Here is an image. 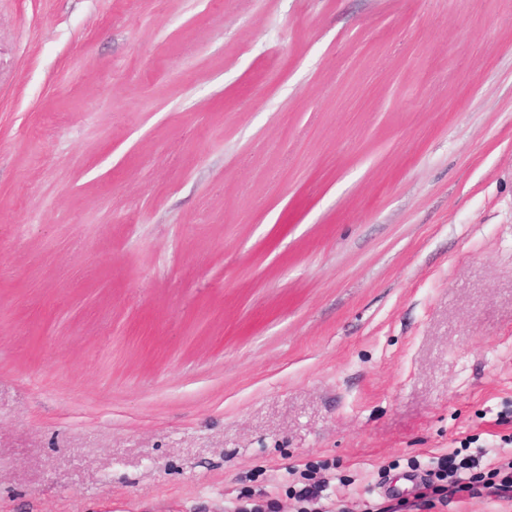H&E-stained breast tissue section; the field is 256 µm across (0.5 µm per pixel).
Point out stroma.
Here are the masks:
<instances>
[{"instance_id":"obj_1","label":"stroma","mask_w":512,"mask_h":512,"mask_svg":"<svg viewBox=\"0 0 512 512\" xmlns=\"http://www.w3.org/2000/svg\"><path fill=\"white\" fill-rule=\"evenodd\" d=\"M452 453L512 512V0H0V512Z\"/></svg>"}]
</instances>
